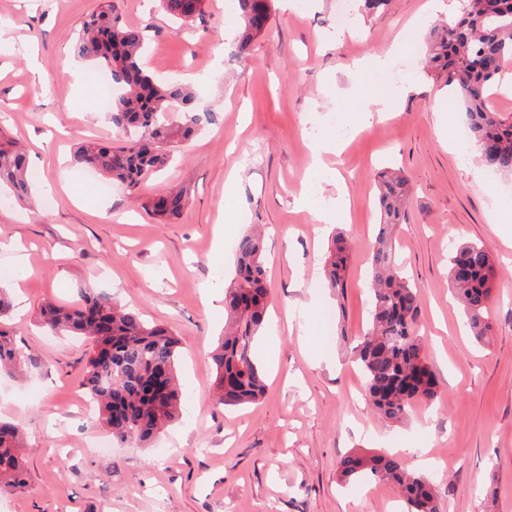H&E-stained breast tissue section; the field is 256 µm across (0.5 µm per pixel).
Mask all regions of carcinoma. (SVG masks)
Segmentation results:
<instances>
[{"label": "carcinoma", "mask_w": 512, "mask_h": 512, "mask_svg": "<svg viewBox=\"0 0 512 512\" xmlns=\"http://www.w3.org/2000/svg\"><path fill=\"white\" fill-rule=\"evenodd\" d=\"M175 21L203 18L205 0L188 16L185 0H158ZM273 0H238L242 19L239 56L245 57L272 18ZM460 16L442 20L427 36V69L444 81L462 105L482 166L512 174V116L505 117L491 100L496 78L512 61V0H460ZM145 28L122 22L106 3L82 23L75 42L77 55L97 61L111 72L121 93L105 111L112 128L135 131L122 146L88 141L75 154L76 164L92 168L135 191L141 181L165 168L172 147L188 140L201 124L202 109L193 89L177 80L161 81L143 65ZM9 186L20 202L32 199L28 159L0 133V185ZM407 179L385 172L379 182L382 220L368 258L372 297L368 331L353 348L363 373L368 399L388 423L405 420L416 403L431 404L437 382L426 362L415 323L420 289L402 274L397 228L405 221ZM161 202L147 209L162 223L178 217L190 203L189 191L164 189ZM232 279L224 289V338L211 353L218 401L240 406L258 401L265 391L263 373L253 347L267 321L264 240L249 231L237 243ZM345 240L332 239L323 260L329 288L339 293L347 284ZM449 279L476 340L483 342L490 324L487 313L495 288L496 265L481 244L460 246L449 259ZM40 316L52 331H68L91 342L83 386L107 433L121 442L150 444L175 420L181 400L176 377L179 340L170 329L145 322L106 293H86L75 304L48 301ZM22 358L0 322V371ZM24 441L20 428L0 419V494L26 484ZM346 482L371 479L396 486L406 512H440L430 478L411 469L397 453L353 450L339 463Z\"/></svg>", "instance_id": "cac0c4a2"}]
</instances>
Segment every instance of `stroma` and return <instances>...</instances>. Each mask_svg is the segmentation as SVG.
<instances>
[{"label":"stroma","mask_w":512,"mask_h":512,"mask_svg":"<svg viewBox=\"0 0 512 512\" xmlns=\"http://www.w3.org/2000/svg\"><path fill=\"white\" fill-rule=\"evenodd\" d=\"M101 2L0 0V25L11 30L0 47V130L26 148L36 191L54 186L51 207L0 205V285L15 296L7 324L26 355L21 371L0 373V418L20 427L28 470L23 489L0 495V512H399L390 484L342 485L339 461L355 449L400 452L425 468L441 512H512V228L501 222L512 177L489 179L478 153L461 150L463 114L421 67L429 0H391L375 13L353 0L342 27L343 0H274L269 28L229 69L237 0H209L203 19L179 28L157 0H114L124 22L146 27L148 70L191 84L213 115L133 193L72 162L87 140L124 139L98 105L96 65L72 51ZM401 34L387 67L341 71ZM373 93L390 114L355 125ZM437 97L446 111H432ZM319 138L338 150L313 156ZM388 167L412 187L399 262L420 289L418 329L438 381L433 404L398 425L370 409L352 362L369 321L376 184ZM170 185L186 187L190 204L161 224L143 203ZM340 192L344 217L317 221ZM253 224L267 231L270 321L254 353L268 388L257 404L226 407L210 365L224 309L208 296L223 292L236 241ZM337 233L350 266L339 300L322 280ZM467 242L498 261L481 344L448 281V259ZM82 288L111 293L181 341L179 417L149 446H88L105 434L79 406L88 346L39 316L44 301L76 302Z\"/></svg>","instance_id":"1"}]
</instances>
